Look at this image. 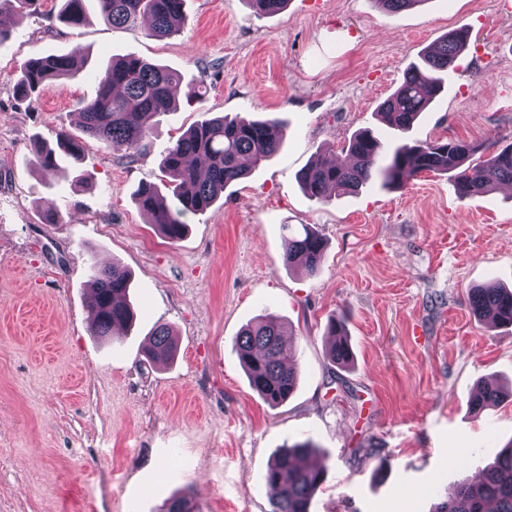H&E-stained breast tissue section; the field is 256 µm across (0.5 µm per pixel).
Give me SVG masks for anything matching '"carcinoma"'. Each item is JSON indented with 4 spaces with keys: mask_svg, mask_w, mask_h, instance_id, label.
I'll return each instance as SVG.
<instances>
[{
    "mask_svg": "<svg viewBox=\"0 0 512 512\" xmlns=\"http://www.w3.org/2000/svg\"><path fill=\"white\" fill-rule=\"evenodd\" d=\"M39 0H0V13H26ZM100 14L116 27H134L149 20L147 35L171 37L182 32L186 23V0H97ZM257 15L275 14L288 0H246ZM386 11H400L420 5L424 0H375ZM86 0H63L62 21L78 27L85 23ZM467 47V39L456 30L448 32L433 47L419 55V61L405 70L403 81L378 108L381 121L393 130L388 145L367 131L353 134L345 145L346 155L337 163H313L299 176L307 196L325 201L332 195H346L378 184L399 188L421 173L447 174L460 197L489 192L501 183L512 184V145L491 154L479 163L469 162L475 147L463 141L410 143L404 137L433 98L441 92L445 75ZM78 61L73 55L33 57L21 68L17 88L27 97L49 80L76 73ZM203 82L183 84L179 72L151 63L135 55L111 59L99 79L96 97L79 103L84 135L104 144L112 153L134 159L144 146L149 118L169 112L179 97L187 101L204 96ZM281 147L277 122L235 116L203 119L189 127L165 151L161 169L165 176L162 193L157 186H142L136 194L139 210L149 223L159 226L170 240L183 235L189 214L211 208L230 184L247 177L268 161ZM82 144L67 133L60 134L57 148L41 143L33 146L40 167L54 170L62 157L76 158ZM325 243L323 237L306 226L292 237L285 263L315 273ZM91 283L95 297L89 307V319L95 335L116 336L132 324L134 310L126 300L129 275L117 264L92 266ZM470 306L478 317H490L501 327L512 326V290L475 288ZM328 335L337 336L328 352L330 361L341 369L351 367L354 353L341 320L331 318ZM235 346L249 383L270 407L288 400L297 388L296 363L292 343L283 333V325L272 315L243 329ZM175 334L165 324L157 326L144 349L145 357L155 364L171 360L176 352ZM502 393L486 387L470 400V409L478 413L499 402ZM317 452L311 441L285 445L270 459L266 480L275 490L272 512H310L311 503L326 480V468L310 463ZM162 512H194L191 501L177 494L164 498ZM432 512H512V444L494 452L478 481H462L439 498Z\"/></svg>",
    "mask_w": 512,
    "mask_h": 512,
    "instance_id": "cac0c4a2",
    "label": "carcinoma"
}]
</instances>
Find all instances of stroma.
Here are the masks:
<instances>
[{"instance_id": "1", "label": "stroma", "mask_w": 512, "mask_h": 512, "mask_svg": "<svg viewBox=\"0 0 512 512\" xmlns=\"http://www.w3.org/2000/svg\"><path fill=\"white\" fill-rule=\"evenodd\" d=\"M61 5L8 14L0 46V512H160L161 484L197 512H270L267 464L305 440L327 469L310 512H431L512 444V327L469 303L474 288L512 289V191L462 199L428 173L319 202L298 182L353 133L385 136L378 105L420 51L460 27L468 48L407 138L460 139L484 157L512 143V0H426L397 14L376 0H289L268 16L246 0H186L183 32L160 39L95 9L68 26ZM67 53L83 63L76 74L16 94L26 60ZM127 54L207 88L154 116L131 161L84 137L77 115L108 60ZM220 115L277 120L283 144L168 240L133 195L162 185L171 142ZM63 131L81 140L80 157L41 170L34 140ZM306 224L326 241L312 275L284 263L290 231ZM95 263L131 275L135 321L105 341L88 318ZM268 313L300 372L275 409L235 346ZM334 315L350 370L327 358ZM159 324L179 340L166 365L142 353ZM483 384L507 397L476 414L468 400Z\"/></svg>"}]
</instances>
